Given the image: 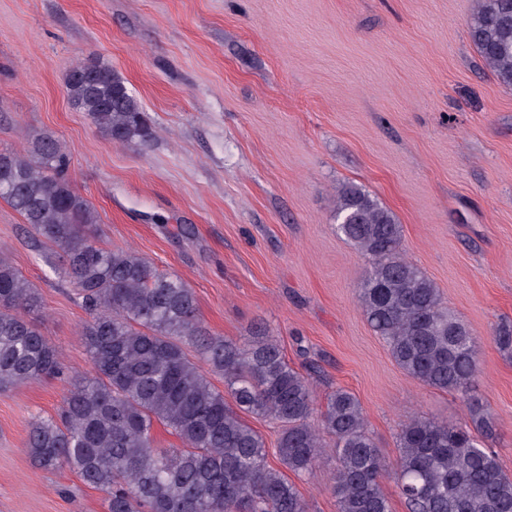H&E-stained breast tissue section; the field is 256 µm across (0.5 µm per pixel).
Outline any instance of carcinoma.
Listing matches in <instances>:
<instances>
[{"label":"carcinoma","instance_id":"cac0c4a2","mask_svg":"<svg viewBox=\"0 0 512 512\" xmlns=\"http://www.w3.org/2000/svg\"><path fill=\"white\" fill-rule=\"evenodd\" d=\"M468 37L505 86H512V0H479ZM72 105L120 145L149 143L154 131L124 79L88 59L66 78ZM69 159L51 134L29 155L0 151V199L58 247L90 319L82 329L93 375L70 382L56 416L32 424L27 454L43 470L69 468L107 495L108 512H308L295 485L268 462L262 436L240 413L279 424L280 462L311 477L333 440L330 489L337 512H390L381 483L393 480L407 512H512V477L486 444L496 433L473 395L481 373L478 339L403 252L393 214L355 184L336 202L337 231L367 260L358 300L373 331L410 378L461 396L469 423L416 415L398 434L390 462L369 434L360 401L336 391L321 425L307 375L292 368L276 337L255 327L240 345L210 333L196 297L149 258L100 244L98 214L74 191ZM42 297L0 251V390L61 372L58 349L35 315ZM491 340L512 358V324ZM194 350L199 361L190 359ZM224 375L226 392L209 373ZM181 448H159L154 424Z\"/></svg>","mask_w":512,"mask_h":512}]
</instances>
